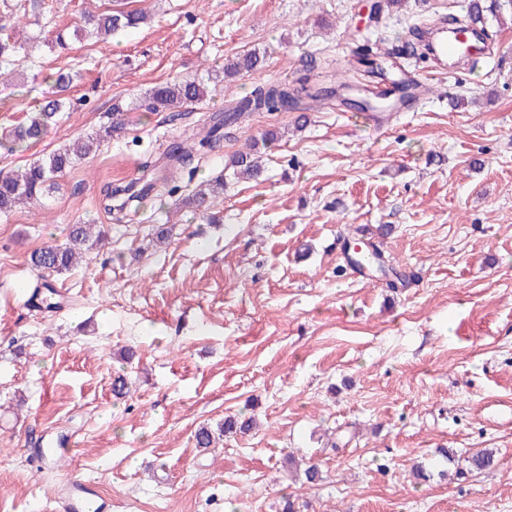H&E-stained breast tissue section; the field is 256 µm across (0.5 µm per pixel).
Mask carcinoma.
<instances>
[{
	"label": "carcinoma",
	"mask_w": 512,
	"mask_h": 512,
	"mask_svg": "<svg viewBox=\"0 0 512 512\" xmlns=\"http://www.w3.org/2000/svg\"><path fill=\"white\" fill-rule=\"evenodd\" d=\"M147 21V14L142 11H125L115 9L108 15H101L88 20L83 29L84 36L101 37L116 34L120 31L136 29ZM25 50L24 43L19 39L16 30L0 29V68L13 65L18 61L21 51ZM265 58L256 51L248 50L224 63V77H236L261 68ZM302 89L286 84H267L258 86L241 98L236 104L219 116L211 118L213 124L207 134L198 142L199 150L211 151L224 140V128L237 124L245 115L251 112H275L279 109L288 111L298 108L301 102ZM208 96L205 79L199 76L192 78L163 81L148 92L151 110L154 112H175ZM64 107L63 98L57 97L46 101L28 118L27 122L15 126L0 134V148L13 152L28 148L38 143L48 128L55 122L58 112ZM121 122L119 113H112V123L102 126L93 134L79 136L74 142L64 148L34 159L21 171L0 177V215L7 216L22 204L31 203L48 197L56 189L58 174L73 167L76 162L96 151L102 143L112 138L113 132L119 129ZM258 142L249 144V151L235 154L229 167L233 175L242 178L256 179L262 174V168L256 155ZM195 155L193 149L177 145L168 157V163L158 169L153 181L145 184L140 191H135L130 185L115 186L104 194V208L112 210V200L121 196L127 200H139L153 190L158 182L173 181L171 168L175 167L190 173L194 172ZM224 195V176H219L208 183L207 187L190 195L184 205L203 213L211 206V200ZM104 233L99 231L92 234L91 225L73 224L69 228L67 241L62 245H50L34 251L30 255V264L39 273V281L31 292V301L51 300L55 289L46 277L68 270L77 265L86 251L102 244ZM355 265L378 269L384 266L382 250L363 251L351 259Z\"/></svg>",
	"instance_id": "cac0c4a2"
}]
</instances>
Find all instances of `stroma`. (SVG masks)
I'll return each instance as SVG.
<instances>
[{
    "mask_svg": "<svg viewBox=\"0 0 512 512\" xmlns=\"http://www.w3.org/2000/svg\"><path fill=\"white\" fill-rule=\"evenodd\" d=\"M125 2L147 23L97 42L75 31L112 0H0V25L34 40L0 79V130L55 97L53 72L74 78L43 140L1 151L0 172L124 108L123 130L56 192L0 216V512H52L72 477L112 512H281L286 495L296 512H512V5L482 0L495 51L469 73L405 60L431 92L392 120L337 95L230 128L193 184L248 138H278L259 180L228 179L212 224L161 185L130 221L102 198L255 86L312 87L321 69L375 84L352 71L355 50L390 66L385 49L469 0H399L376 20L374 0ZM253 49L263 67L210 83L202 103L148 110L156 83ZM73 224L101 226L105 244L52 277L61 306L33 308L29 256ZM357 238L410 283L354 272ZM234 414L256 427L196 447L199 427ZM50 438L68 452L36 467ZM483 449L495 463L478 470Z\"/></svg>",
    "mask_w": 512,
    "mask_h": 512,
    "instance_id": "obj_1",
    "label": "stroma"
}]
</instances>
